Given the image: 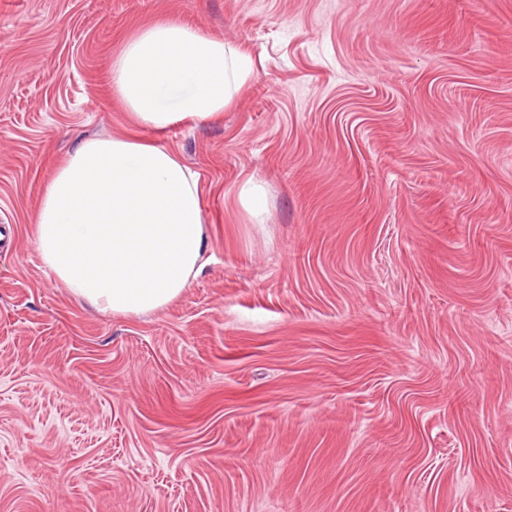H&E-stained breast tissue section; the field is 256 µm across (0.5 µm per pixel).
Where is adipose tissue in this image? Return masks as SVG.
<instances>
[{
  "mask_svg": "<svg viewBox=\"0 0 512 512\" xmlns=\"http://www.w3.org/2000/svg\"><path fill=\"white\" fill-rule=\"evenodd\" d=\"M253 71L248 54L173 20L141 29L112 59L123 105L156 132L219 116ZM35 234L57 280L121 315L170 304L209 247L197 174L171 150L125 135L75 148L43 193Z\"/></svg>",
  "mask_w": 512,
  "mask_h": 512,
  "instance_id": "obj_1",
  "label": "adipose tissue"
}]
</instances>
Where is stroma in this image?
I'll use <instances>...</instances> for the list:
<instances>
[{
	"mask_svg": "<svg viewBox=\"0 0 512 512\" xmlns=\"http://www.w3.org/2000/svg\"><path fill=\"white\" fill-rule=\"evenodd\" d=\"M169 19L255 70L156 133L110 68ZM121 134L197 173L210 238L138 316L35 236ZM0 512H512V0H0Z\"/></svg>",
	"mask_w": 512,
	"mask_h": 512,
	"instance_id": "1",
	"label": "stroma"
}]
</instances>
